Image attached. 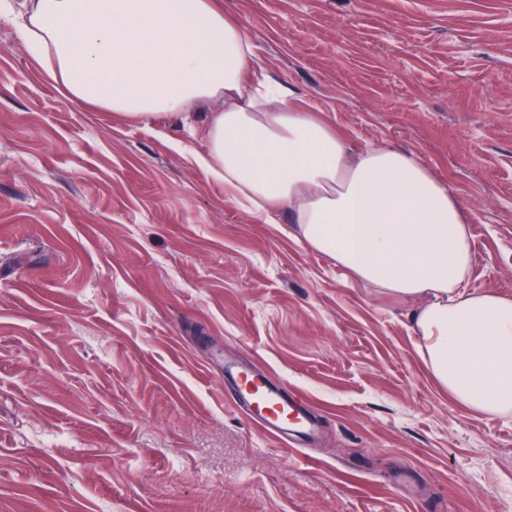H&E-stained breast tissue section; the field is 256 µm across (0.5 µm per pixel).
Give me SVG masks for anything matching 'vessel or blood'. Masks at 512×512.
<instances>
[{
    "label": "vessel or blood",
    "mask_w": 512,
    "mask_h": 512,
    "mask_svg": "<svg viewBox=\"0 0 512 512\" xmlns=\"http://www.w3.org/2000/svg\"><path fill=\"white\" fill-rule=\"evenodd\" d=\"M224 377L232 384L236 398L244 403L247 417L265 436L284 447L316 440L318 426L303 400L284 384L272 381L266 371L228 357L224 360Z\"/></svg>",
    "instance_id": "b4317fda"
}]
</instances>
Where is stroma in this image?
I'll use <instances>...</instances> for the list:
<instances>
[{
	"label": "stroma",
	"mask_w": 512,
	"mask_h": 512,
	"mask_svg": "<svg viewBox=\"0 0 512 512\" xmlns=\"http://www.w3.org/2000/svg\"><path fill=\"white\" fill-rule=\"evenodd\" d=\"M223 2L258 76L448 186L470 288L512 297V0ZM195 109L90 108L0 18V512H512V419L438 389L416 301L197 165ZM228 352L306 396L316 445L258 431Z\"/></svg>",
	"instance_id": "stroma-1"
}]
</instances>
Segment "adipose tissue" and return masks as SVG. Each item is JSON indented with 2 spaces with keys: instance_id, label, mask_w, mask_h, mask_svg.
<instances>
[{
  "instance_id": "1",
  "label": "adipose tissue",
  "mask_w": 512,
  "mask_h": 512,
  "mask_svg": "<svg viewBox=\"0 0 512 512\" xmlns=\"http://www.w3.org/2000/svg\"><path fill=\"white\" fill-rule=\"evenodd\" d=\"M14 18L66 96L117 115L202 123L198 163L254 213L288 209L295 235L348 276L417 299L411 324L436 384L472 411L512 418V297L469 288L472 242L456 197L407 151L354 149L272 85L249 91L253 47L220 0H25Z\"/></svg>"
}]
</instances>
